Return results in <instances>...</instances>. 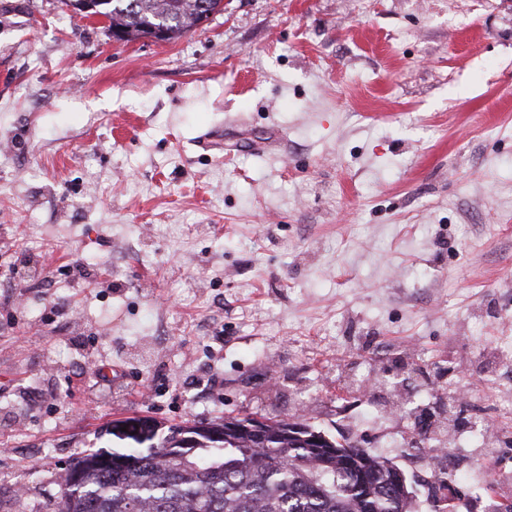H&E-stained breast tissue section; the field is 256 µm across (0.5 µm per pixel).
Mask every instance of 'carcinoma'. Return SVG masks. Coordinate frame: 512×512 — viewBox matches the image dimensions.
Segmentation results:
<instances>
[{"mask_svg":"<svg viewBox=\"0 0 512 512\" xmlns=\"http://www.w3.org/2000/svg\"><path fill=\"white\" fill-rule=\"evenodd\" d=\"M83 17L100 15L131 42L153 27L165 40L194 31L202 4L224 0H63ZM168 427L145 447L97 460L88 449L68 467L54 512H412L403 473L358 445L317 447L299 421L236 419Z\"/></svg>","mask_w":512,"mask_h":512,"instance_id":"cac0c4a2","label":"carcinoma"}]
</instances>
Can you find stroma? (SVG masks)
I'll use <instances>...</instances> for the list:
<instances>
[{"label":"stroma","instance_id":"35a3bbf8","mask_svg":"<svg viewBox=\"0 0 512 512\" xmlns=\"http://www.w3.org/2000/svg\"><path fill=\"white\" fill-rule=\"evenodd\" d=\"M228 416L368 448L414 512L512 498V0L129 43L0 0V512L122 421Z\"/></svg>","mask_w":512,"mask_h":512}]
</instances>
